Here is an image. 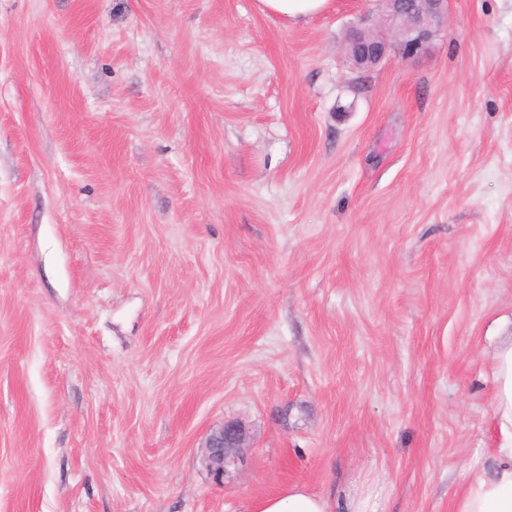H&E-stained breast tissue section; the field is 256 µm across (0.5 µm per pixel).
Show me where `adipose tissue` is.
Listing matches in <instances>:
<instances>
[{"label":"adipose tissue","mask_w":512,"mask_h":512,"mask_svg":"<svg viewBox=\"0 0 512 512\" xmlns=\"http://www.w3.org/2000/svg\"><path fill=\"white\" fill-rule=\"evenodd\" d=\"M492 426L498 438L482 472L456 496L452 512H512V336L490 356ZM249 512H376L370 498L320 494L293 484L254 502Z\"/></svg>","instance_id":"1"}]
</instances>
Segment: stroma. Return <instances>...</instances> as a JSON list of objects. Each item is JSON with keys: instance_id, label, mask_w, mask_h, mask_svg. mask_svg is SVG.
Instances as JSON below:
<instances>
[{"instance_id": "stroma-1", "label": "stroma", "mask_w": 512, "mask_h": 512, "mask_svg": "<svg viewBox=\"0 0 512 512\" xmlns=\"http://www.w3.org/2000/svg\"><path fill=\"white\" fill-rule=\"evenodd\" d=\"M376 10L0 0V512H452L512 327V0L361 73ZM330 0H256L263 14H275L292 22L306 21L327 10ZM248 430L245 424L233 421L225 423L207 438L208 466L217 477L224 474V468L239 460L242 448H246ZM370 497L320 494L300 484L254 502L247 512H378Z\"/></svg>"}]
</instances>
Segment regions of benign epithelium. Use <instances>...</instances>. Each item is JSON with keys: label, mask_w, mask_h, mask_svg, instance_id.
Here are the masks:
<instances>
[{"label": "benign epithelium", "mask_w": 512, "mask_h": 512, "mask_svg": "<svg viewBox=\"0 0 512 512\" xmlns=\"http://www.w3.org/2000/svg\"><path fill=\"white\" fill-rule=\"evenodd\" d=\"M448 20V0H384V10L368 45L360 54L349 53L350 64L371 70L391 55L411 58L423 53L441 26ZM245 424L233 421L213 431L207 438L208 466L220 477L224 468L239 460L246 447Z\"/></svg>", "instance_id": "1"}]
</instances>
